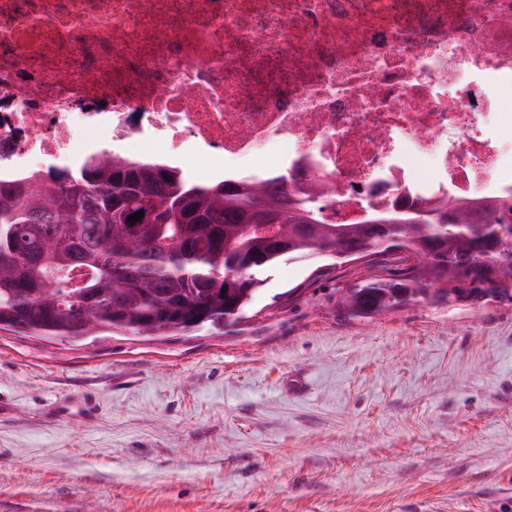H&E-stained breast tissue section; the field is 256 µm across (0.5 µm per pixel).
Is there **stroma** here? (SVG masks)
Masks as SVG:
<instances>
[{"mask_svg":"<svg viewBox=\"0 0 512 512\" xmlns=\"http://www.w3.org/2000/svg\"><path fill=\"white\" fill-rule=\"evenodd\" d=\"M316 268L222 331L0 332V512H512V299L356 320Z\"/></svg>","mask_w":512,"mask_h":512,"instance_id":"stroma-1","label":"stroma"}]
</instances>
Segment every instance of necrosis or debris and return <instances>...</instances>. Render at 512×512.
Returning a JSON list of instances; mask_svg holds the SVG:
<instances>
[{
	"label": "necrosis or debris",
	"instance_id": "necrosis-or-debris-1",
	"mask_svg": "<svg viewBox=\"0 0 512 512\" xmlns=\"http://www.w3.org/2000/svg\"><path fill=\"white\" fill-rule=\"evenodd\" d=\"M77 131L322 183L327 224L512 195V0H0V181Z\"/></svg>",
	"mask_w": 512,
	"mask_h": 512
}]
</instances>
